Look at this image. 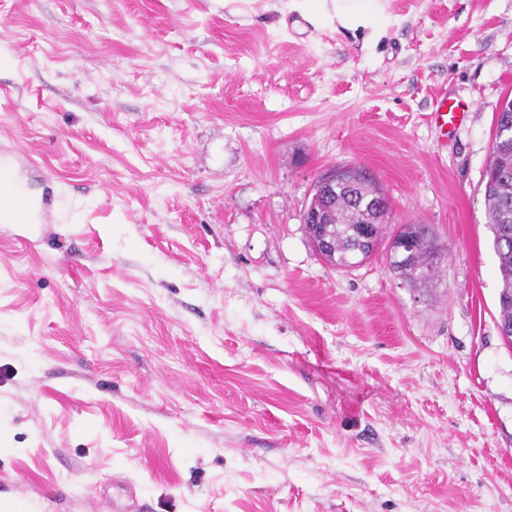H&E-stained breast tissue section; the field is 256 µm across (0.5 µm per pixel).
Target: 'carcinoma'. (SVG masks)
Returning a JSON list of instances; mask_svg holds the SVG:
<instances>
[{
    "instance_id": "obj_1",
    "label": "carcinoma",
    "mask_w": 512,
    "mask_h": 512,
    "mask_svg": "<svg viewBox=\"0 0 512 512\" xmlns=\"http://www.w3.org/2000/svg\"><path fill=\"white\" fill-rule=\"evenodd\" d=\"M512 154V140L491 153L485 171L498 170L494 186L484 189L486 223L493 235V249L499 271V327H512V168L500 167L501 159ZM333 223L321 225L323 232L336 240L333 252L324 259L336 268L356 266L372 256L375 249L360 241L356 234L375 213L388 206L383 189L370 175L355 172V184L336 187ZM397 234L412 240L413 253L402 261H389L402 282L411 287L429 283L442 259V248L427 224H403Z\"/></svg>"
}]
</instances>
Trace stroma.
<instances>
[{"label": "stroma", "instance_id": "35a3bbf8", "mask_svg": "<svg viewBox=\"0 0 512 512\" xmlns=\"http://www.w3.org/2000/svg\"><path fill=\"white\" fill-rule=\"evenodd\" d=\"M288 2L0 0V148L51 190L0 220V512H512L482 186L512 0H377L374 41ZM350 164L391 212L335 269L301 213ZM395 235H405L412 240L413 253L402 261H389L391 269L403 283L420 287L435 276L442 259V248L432 229L427 224H402Z\"/></svg>", "mask_w": 512, "mask_h": 512}]
</instances>
